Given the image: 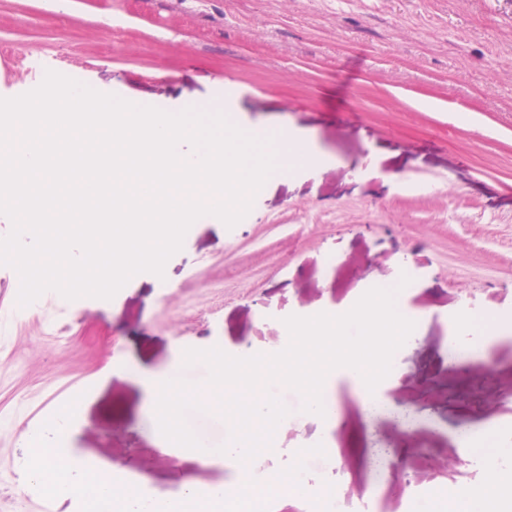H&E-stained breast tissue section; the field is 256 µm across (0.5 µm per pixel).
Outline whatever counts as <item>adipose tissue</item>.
Masks as SVG:
<instances>
[{"mask_svg":"<svg viewBox=\"0 0 512 512\" xmlns=\"http://www.w3.org/2000/svg\"><path fill=\"white\" fill-rule=\"evenodd\" d=\"M448 326L451 333L469 337L456 358L460 364L484 359L489 349L512 335L511 317L492 315L479 321L462 308L449 311ZM492 437V432L486 429L481 440L467 444L469 451L485 458L487 479L484 484L477 488L463 485L452 497L432 501V512H512V482L501 479L494 468L497 451L491 444Z\"/></svg>","mask_w":512,"mask_h":512,"instance_id":"ef3b65f1","label":"adipose tissue"}]
</instances>
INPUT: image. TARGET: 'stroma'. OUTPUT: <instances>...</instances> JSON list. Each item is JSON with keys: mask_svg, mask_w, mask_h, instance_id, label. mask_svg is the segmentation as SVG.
<instances>
[{"mask_svg": "<svg viewBox=\"0 0 512 512\" xmlns=\"http://www.w3.org/2000/svg\"><path fill=\"white\" fill-rule=\"evenodd\" d=\"M49 70L164 111L207 99L222 111L229 84L249 125L303 129L330 161L278 182L233 228L197 220L158 288L131 284L107 303L47 291L22 307L0 269V512H76L25 471L33 432L70 402L74 446L132 467L153 493L233 479L162 453L140 385L110 362L274 354L286 317L345 308L405 273L420 284L408 304L430 318L381 395L417 425L369 417L341 389L342 421L323 443L342 474L313 457L306 478L335 485L348 512H409L415 493L482 481L481 456L453 436L512 434V341L488 364L439 359L449 310L512 313V0H0V98ZM452 110L472 124L450 123ZM315 430L285 418L253 466L279 475ZM377 447L401 454L378 470Z\"/></svg>", "mask_w": 512, "mask_h": 512, "instance_id": "1", "label": "stroma"}]
</instances>
